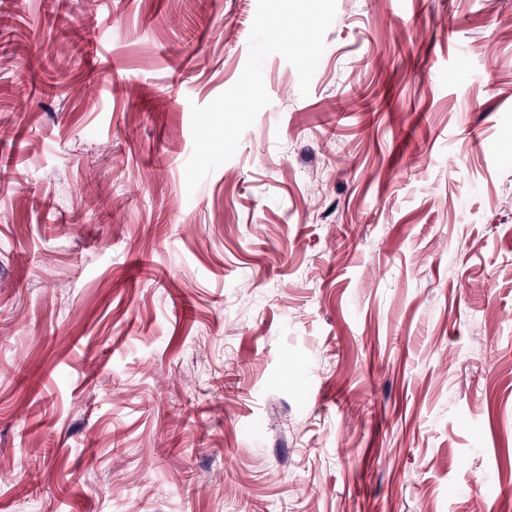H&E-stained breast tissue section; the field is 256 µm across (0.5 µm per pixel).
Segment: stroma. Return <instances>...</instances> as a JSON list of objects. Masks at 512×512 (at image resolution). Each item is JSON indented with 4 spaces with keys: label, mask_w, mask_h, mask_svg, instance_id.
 Masks as SVG:
<instances>
[{
    "label": "stroma",
    "mask_w": 512,
    "mask_h": 512,
    "mask_svg": "<svg viewBox=\"0 0 512 512\" xmlns=\"http://www.w3.org/2000/svg\"><path fill=\"white\" fill-rule=\"evenodd\" d=\"M255 10L0 0V512H512V0H336L188 191Z\"/></svg>",
    "instance_id": "stroma-1"
}]
</instances>
